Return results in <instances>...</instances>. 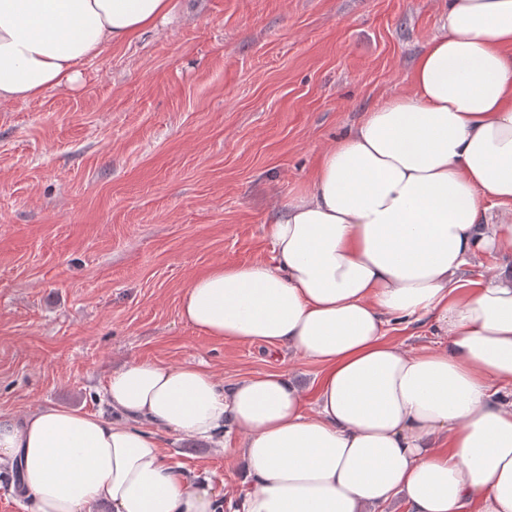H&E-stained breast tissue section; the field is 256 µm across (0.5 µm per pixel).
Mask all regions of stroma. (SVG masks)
Wrapping results in <instances>:
<instances>
[{"label": "stroma", "mask_w": 512, "mask_h": 512, "mask_svg": "<svg viewBox=\"0 0 512 512\" xmlns=\"http://www.w3.org/2000/svg\"><path fill=\"white\" fill-rule=\"evenodd\" d=\"M168 22L79 64L78 82L0 107V412L109 415L133 360L229 384L317 365L209 339L178 317L213 265L270 259L268 226L319 152L409 86L448 0H175ZM190 477L235 493L241 437L173 432Z\"/></svg>", "instance_id": "35a3bbf8"}]
</instances>
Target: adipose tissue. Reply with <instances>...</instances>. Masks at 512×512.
Listing matches in <instances>:
<instances>
[{"label": "adipose tissue", "mask_w": 512, "mask_h": 512, "mask_svg": "<svg viewBox=\"0 0 512 512\" xmlns=\"http://www.w3.org/2000/svg\"><path fill=\"white\" fill-rule=\"evenodd\" d=\"M174 0H0V107L72 88L77 66L155 28ZM273 260L219 264L178 311L208 338L317 364L218 383L205 367L112 371L105 418L0 412V466L28 512H214L154 427L223 445L246 475L231 512H512V0H448L447 30L394 94L325 147L269 227ZM425 323L432 345L390 339Z\"/></svg>", "instance_id": "ef3b65f1"}]
</instances>
